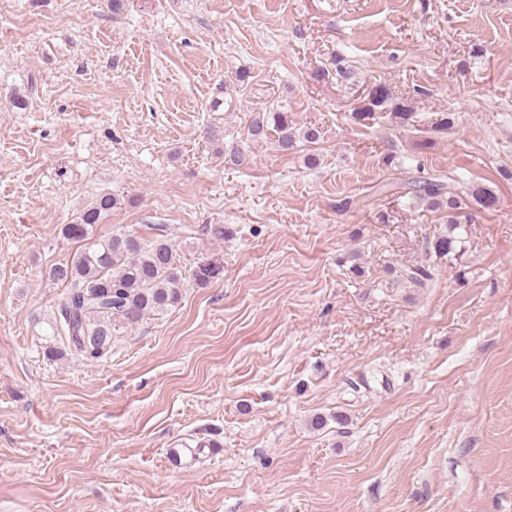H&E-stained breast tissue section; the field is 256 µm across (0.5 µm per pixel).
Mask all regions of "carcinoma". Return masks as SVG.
Wrapping results in <instances>:
<instances>
[{"label":"carcinoma","mask_w":512,"mask_h":512,"mask_svg":"<svg viewBox=\"0 0 512 512\" xmlns=\"http://www.w3.org/2000/svg\"><path fill=\"white\" fill-rule=\"evenodd\" d=\"M361 105L352 112L359 122L374 120L377 113L386 115L396 127L412 125L414 112L404 98L394 97L389 85L369 82L363 88ZM277 135V151L288 154L297 147L298 139L315 144L321 138L320 128L312 124L297 137L288 120V111L269 109L252 113L246 137L235 143L230 152L233 164L242 165L250 153V145ZM450 176L411 177L405 182L406 194L435 209H448V224L426 239L424 261L387 267L393 276L391 285L428 288L439 276L443 261L461 263L465 255L467 225L459 222V211L467 205L454 187ZM470 201L483 210H493L499 203L497 194L481 184L472 186ZM118 205L111 194L99 196L87 207L77 224L62 228L66 239L85 240L93 226ZM220 273V266L210 261L198 263L190 271L176 262L173 245L164 239H140L125 233L96 240L76 251L67 263L51 268L49 280L65 284L66 293L46 323L52 344L47 355L59 358L69 350L86 361H99L112 351L119 332L138 324L144 316L160 313L178 303L186 279L206 286Z\"/></svg>","instance_id":"cac0c4a2"}]
</instances>
